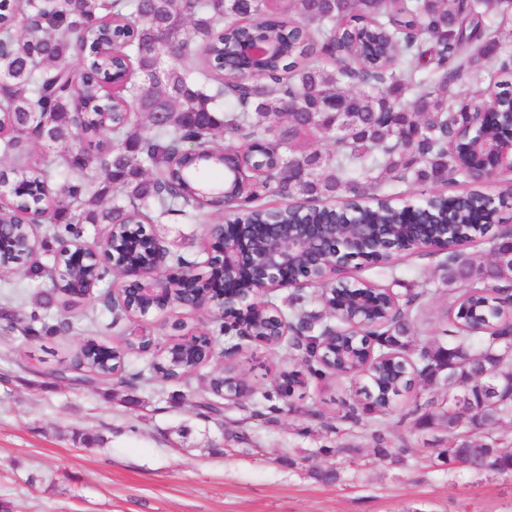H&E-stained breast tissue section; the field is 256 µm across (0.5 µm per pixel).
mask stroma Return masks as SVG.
<instances>
[{"label": "stroma", "mask_w": 512, "mask_h": 512, "mask_svg": "<svg viewBox=\"0 0 512 512\" xmlns=\"http://www.w3.org/2000/svg\"><path fill=\"white\" fill-rule=\"evenodd\" d=\"M151 230L168 249L204 258L206 227L168 221ZM448 255L401 253L391 264L365 263L348 276L405 295L438 274ZM85 333L52 342L0 336V503L9 512H512V475L449 469L441 433L411 429L416 402L441 390L418 388L387 418L364 416L355 435L337 418L359 397L346 382L313 383L287 407L246 419L225 403L203 418L146 388L57 378ZM218 352L186 381L204 389L215 370L242 367L255 391L298 357L283 347L241 341ZM411 448L400 464L375 460L372 435ZM335 478L320 479V472Z\"/></svg>", "instance_id": "35a3bbf8"}]
</instances>
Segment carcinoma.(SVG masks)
<instances>
[{"mask_svg":"<svg viewBox=\"0 0 512 512\" xmlns=\"http://www.w3.org/2000/svg\"><path fill=\"white\" fill-rule=\"evenodd\" d=\"M491 18L480 0H0V155L12 161L0 170L11 197L3 205L10 227L0 235L4 273L50 275L26 253L24 221L25 212L46 206L43 190L53 180L56 200L45 217L53 238L80 242L84 225L104 223L129 263L145 260L158 241L138 225L197 223L220 212L228 224H280L285 239L308 224H371L375 231L362 242L368 252L445 226L470 241L485 236L486 220L512 198L471 180L492 161L478 142L512 143V81L495 80L491 69L512 46L496 36ZM243 41L277 51L243 58ZM465 82L474 99L481 85L495 87L497 110L477 123L460 111L457 86ZM224 132L221 145L216 137ZM326 142L332 149L324 150ZM32 143L65 149L56 171L30 159ZM405 182L461 190L422 199L413 211L418 223L409 224L406 208L392 202ZM114 189L122 197L106 208ZM271 197L286 203L273 206ZM333 246L316 241L296 256L297 272L315 275L316 257ZM110 274L121 268L88 264L63 283L51 280L24 319L3 331L26 342L68 335L75 321L50 315L49 306L70 305ZM438 283L448 288L452 315L445 344L408 342L428 281L397 311L387 288L315 281L319 308L293 293L256 313L245 325L256 337L279 314L294 325L288 348L307 370L281 371L253 402V416L288 404L312 376H368L372 404L364 413L381 418L417 384L444 383L448 397L422 404L411 427L448 433L440 455L450 469L508 473L512 454L497 433L512 426V357L503 356L498 325L505 317L499 296L512 290V240L492 243L484 266L462 254L448 259ZM360 310L378 360L366 363L356 341L349 372L314 367L327 328L347 330ZM176 354L133 378L150 388L183 382L200 348ZM129 355L148 353L129 345L106 352L89 336L72 369L56 377L110 380ZM244 383L220 372L206 391L171 398L217 413L225 388ZM471 424L487 429L483 440L469 439Z\"/></svg>","mask_w":512,"mask_h":512,"instance_id":"cac0c4a2","label":"carcinoma"}]
</instances>
